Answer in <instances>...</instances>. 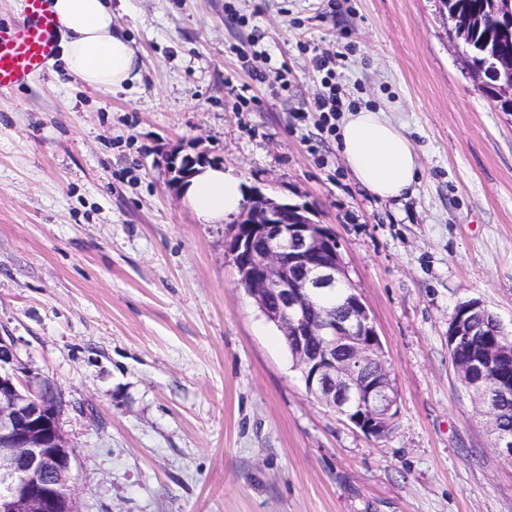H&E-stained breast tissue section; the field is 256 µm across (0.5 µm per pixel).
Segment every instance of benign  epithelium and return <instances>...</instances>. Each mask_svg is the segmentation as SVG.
Masks as SVG:
<instances>
[{
    "label": "benign epithelium",
    "instance_id": "1",
    "mask_svg": "<svg viewBox=\"0 0 512 512\" xmlns=\"http://www.w3.org/2000/svg\"><path fill=\"white\" fill-rule=\"evenodd\" d=\"M208 163L204 152H171L170 184L182 187ZM226 249L239 287L291 338L308 391L365 434L384 436L396 400L369 310L355 290L339 312L321 304L349 284L334 233L310 208L256 192L247 197ZM488 314L480 300L460 303L448 322L449 349L484 333ZM509 360L512 344L491 342L456 371L470 392H480ZM65 406L44 378L25 371L14 337L0 333V512H79L71 488L75 451L60 423ZM490 432L498 455L511 459L512 431L494 414Z\"/></svg>",
    "mask_w": 512,
    "mask_h": 512
}]
</instances>
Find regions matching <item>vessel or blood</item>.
<instances>
[{"label":"vessel or blood","mask_w":512,"mask_h":512,"mask_svg":"<svg viewBox=\"0 0 512 512\" xmlns=\"http://www.w3.org/2000/svg\"><path fill=\"white\" fill-rule=\"evenodd\" d=\"M58 28L49 0H25V18L11 33L0 34V91L24 84L57 51Z\"/></svg>","instance_id":"b4317fda"}]
</instances>
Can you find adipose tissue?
<instances>
[{
	"label": "adipose tissue",
	"instance_id": "obj_1",
	"mask_svg": "<svg viewBox=\"0 0 512 512\" xmlns=\"http://www.w3.org/2000/svg\"><path fill=\"white\" fill-rule=\"evenodd\" d=\"M50 9L68 73L99 90L121 89L138 79L141 62L127 33L112 23V0H51ZM340 148L355 179L369 194L396 200L412 193L419 156L402 127L385 112L347 113ZM185 194L205 224L236 214L244 200L241 179L217 164L199 167Z\"/></svg>",
	"mask_w": 512,
	"mask_h": 512
}]
</instances>
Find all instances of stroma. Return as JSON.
<instances>
[{
    "label": "stroma",
    "instance_id": "1",
    "mask_svg": "<svg viewBox=\"0 0 512 512\" xmlns=\"http://www.w3.org/2000/svg\"><path fill=\"white\" fill-rule=\"evenodd\" d=\"M142 67L94 90L61 58L0 92V331L61 390L79 512H512V460L448 353L459 302L512 332V116L434 0H121ZM263 71L265 81L254 78ZM383 110L414 193L369 195L313 108ZM199 145L312 208L380 335L375 438L311 396L164 157Z\"/></svg>",
    "mask_w": 512,
    "mask_h": 512
}]
</instances>
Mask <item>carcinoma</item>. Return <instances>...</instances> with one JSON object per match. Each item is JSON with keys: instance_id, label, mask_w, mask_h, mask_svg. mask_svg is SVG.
<instances>
[{"instance_id": "carcinoma-1", "label": "carcinoma", "mask_w": 512, "mask_h": 512, "mask_svg": "<svg viewBox=\"0 0 512 512\" xmlns=\"http://www.w3.org/2000/svg\"><path fill=\"white\" fill-rule=\"evenodd\" d=\"M444 13L467 25L463 44L474 82L498 111L512 115V97L502 95L501 80L488 62L493 53L503 65L512 64V0H445Z\"/></svg>"}]
</instances>
